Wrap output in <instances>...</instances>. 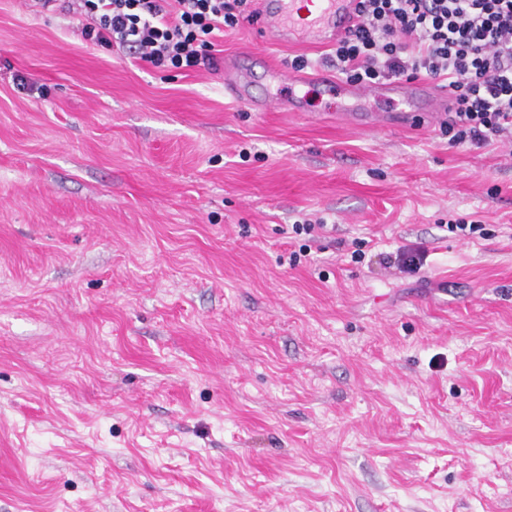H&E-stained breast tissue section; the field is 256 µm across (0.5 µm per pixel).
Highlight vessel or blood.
<instances>
[{"label":"vessel or blood","instance_id":"obj_1","mask_svg":"<svg viewBox=\"0 0 512 512\" xmlns=\"http://www.w3.org/2000/svg\"><path fill=\"white\" fill-rule=\"evenodd\" d=\"M257 24L264 31L268 41L274 44H288L300 37H307L317 45H330L343 36L355 21L357 0H317L315 10H307L306 0H256ZM249 75L239 61L224 64V92L233 101L241 102L258 110H266L268 100H257L249 95L246 84ZM343 93L356 101L369 98L398 100L402 105L400 120L409 123L415 113L424 112L437 116L448 109L446 94L426 84L386 82L370 91L344 88ZM345 123L361 127L384 128L390 125L388 115L367 112L344 111Z\"/></svg>","mask_w":512,"mask_h":512}]
</instances>
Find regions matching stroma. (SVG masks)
Segmentation results:
<instances>
[{"mask_svg":"<svg viewBox=\"0 0 512 512\" xmlns=\"http://www.w3.org/2000/svg\"><path fill=\"white\" fill-rule=\"evenodd\" d=\"M81 30L0 0V512H512V150ZM237 59L224 62V92L235 102H241L249 105L253 109L260 111L266 110L269 105H276L280 109L287 110L288 112L300 111V108L288 99L279 98H266L263 100H256L249 95L246 89V84L249 80V75L244 70ZM341 117L343 121L349 125L361 126V127H373V128H385L392 124L391 119L386 114H380L375 112L358 113L352 110H345ZM426 260V253L414 246L400 248L395 256L394 263L406 273H417Z\"/></svg>","mask_w":512,"mask_h":512,"instance_id":"35a3bbf8","label":"stroma"}]
</instances>
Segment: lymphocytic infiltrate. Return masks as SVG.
I'll return each mask as SVG.
<instances>
[{
    "label": "lymphocytic infiltrate",
    "mask_w": 512,
    "mask_h": 512,
    "mask_svg": "<svg viewBox=\"0 0 512 512\" xmlns=\"http://www.w3.org/2000/svg\"><path fill=\"white\" fill-rule=\"evenodd\" d=\"M85 18L86 35L152 64L191 70L253 19V0H31ZM357 22L327 65L353 83L437 79L450 146L512 145V0H357Z\"/></svg>",
    "instance_id": "1"
}]
</instances>
